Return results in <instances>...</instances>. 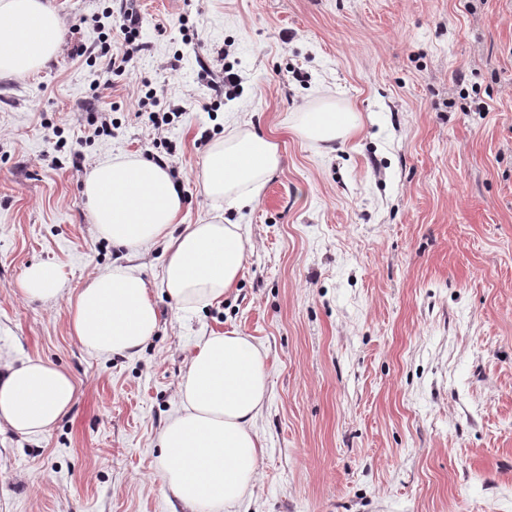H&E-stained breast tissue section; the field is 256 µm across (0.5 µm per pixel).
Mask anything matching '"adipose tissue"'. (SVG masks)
I'll list each match as a JSON object with an SVG mask.
<instances>
[{
  "instance_id": "1",
  "label": "adipose tissue",
  "mask_w": 512,
  "mask_h": 512,
  "mask_svg": "<svg viewBox=\"0 0 512 512\" xmlns=\"http://www.w3.org/2000/svg\"><path fill=\"white\" fill-rule=\"evenodd\" d=\"M62 19L53 0H0V79H17L57 54ZM356 113L324 108L299 113L293 128L315 144L345 139ZM280 162L276 142L256 133L215 143L197 171L212 198L263 191ZM85 194L100 237L130 250L165 244L163 286L175 303L218 304L247 259L237 225H182L183 199L168 172L137 159H106L91 172ZM74 336L96 354L135 356L159 328V311L139 267L95 275L71 306ZM268 389L264 354L239 331L213 333L191 351L179 388L180 407L158 435L161 477L188 512L234 507L257 480L263 444L255 430ZM73 378L39 359L0 369V431L49 432L73 405Z\"/></svg>"
}]
</instances>
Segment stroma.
Wrapping results in <instances>:
<instances>
[{"instance_id":"obj_1","label":"stroma","mask_w":512,"mask_h":512,"mask_svg":"<svg viewBox=\"0 0 512 512\" xmlns=\"http://www.w3.org/2000/svg\"><path fill=\"white\" fill-rule=\"evenodd\" d=\"M56 3L55 59L0 80V364L51 361L77 397L45 435L0 434V512H184L157 438L198 336L232 329L269 371L259 480L233 512H512V0H133L144 49L105 89L112 0ZM228 63L241 83L219 97ZM150 89L156 110L135 111ZM336 105L362 125L331 146L286 122ZM248 131L280 164L237 209L196 172ZM152 153L186 223L242 227L222 304L176 305L162 244L131 257L91 222L94 164ZM128 260L159 328L135 357L89 353L69 300ZM37 263L57 299L20 290Z\"/></svg>"}]
</instances>
